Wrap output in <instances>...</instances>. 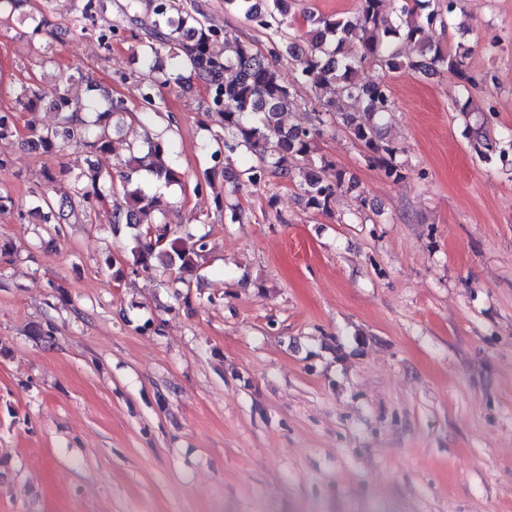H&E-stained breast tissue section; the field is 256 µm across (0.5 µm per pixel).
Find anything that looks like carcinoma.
Listing matches in <instances>:
<instances>
[{
	"instance_id": "obj_1",
	"label": "carcinoma",
	"mask_w": 512,
	"mask_h": 512,
	"mask_svg": "<svg viewBox=\"0 0 512 512\" xmlns=\"http://www.w3.org/2000/svg\"><path fill=\"white\" fill-rule=\"evenodd\" d=\"M383 0H357L355 10L337 16L309 13L307 30L293 32L289 20L294 0H224L245 22L263 31L269 49L263 51L252 40H241L211 23L200 5L182 0H130V7L145 5L147 20L140 22L144 36L138 49L143 88L140 112L146 121L161 114L163 92L183 94L199 85L205 91L206 111L221 118V131L213 134L218 148L210 152L212 165L204 180L196 181L193 192L213 186L218 173L227 174L223 155L245 149L257 164L236 179L259 185L267 174L289 181L300 178L307 204L328 211L342 185V174L313 157V142L321 134L322 112L336 115L339 123L365 151L369 164L394 181L405 178V167L397 161L398 148L383 136L380 121L393 110L394 100L384 80L363 82L360 69L378 66L390 73L412 71L429 74L438 67L457 71L464 91L477 86L468 74L470 49L461 45L453 52L424 37L425 30L445 27L458 0H404L392 19L382 9ZM98 0H77L69 26L86 33L95 21ZM167 56L168 63L160 64ZM284 59L295 71L298 85L330 92V97L311 112L308 127L288 126L284 116L294 104L291 87L278 73L275 61ZM75 80L85 82L82 95L69 94ZM15 100L26 112L47 102L57 112L52 127L26 123L28 144L45 156L71 149L77 154L71 195L55 200L48 193H34V217L42 224L57 223L67 204L75 201L87 216L96 206L112 203V224L146 225L133 235L130 251L135 267L148 271L159 262L175 270L179 279L195 273L206 243L171 237L161 188L186 187L184 173L174 162L171 140L156 136L145 145L128 143L113 134L111 118L123 110L112 92L82 72L60 76L46 91L33 80L19 81L13 88ZM18 132L16 116L0 111V139ZM471 146L479 158H487L490 140L483 126L471 131ZM125 152V170L114 176L103 171L93 157L108 152Z\"/></svg>"
}]
</instances>
